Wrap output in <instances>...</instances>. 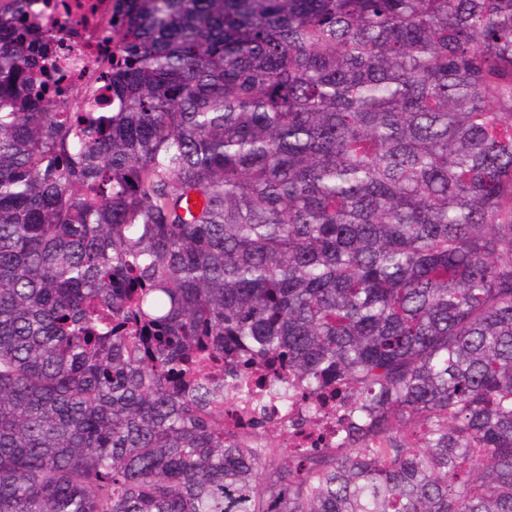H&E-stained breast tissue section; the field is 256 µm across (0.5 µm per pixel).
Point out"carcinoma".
<instances>
[{"label":"carcinoma","instance_id":"cac0c4a2","mask_svg":"<svg viewBox=\"0 0 512 512\" xmlns=\"http://www.w3.org/2000/svg\"><path fill=\"white\" fill-rule=\"evenodd\" d=\"M0 0V512H512V0ZM354 384L341 448L224 436ZM97 5L98 23L88 18L86 26H78L83 28L85 32L84 40L79 44L76 54L84 61L101 60L105 54L112 53V44L102 40L103 23L112 16L111 0H94Z\"/></svg>","mask_w":512,"mask_h":512}]
</instances>
